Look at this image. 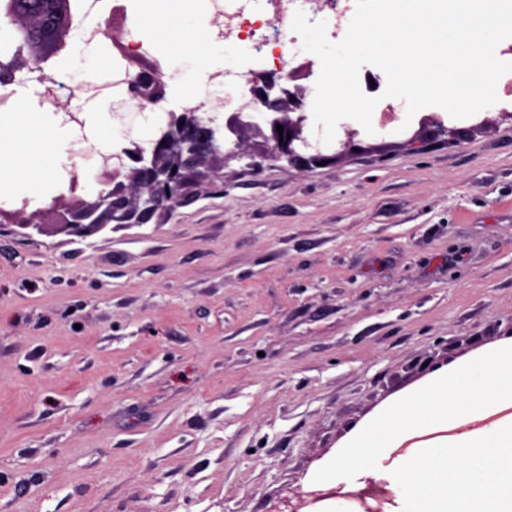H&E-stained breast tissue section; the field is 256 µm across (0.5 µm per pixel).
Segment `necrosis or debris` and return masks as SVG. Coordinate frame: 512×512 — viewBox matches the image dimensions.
Here are the masks:
<instances>
[{"label": "necrosis or debris", "instance_id": "1", "mask_svg": "<svg viewBox=\"0 0 512 512\" xmlns=\"http://www.w3.org/2000/svg\"><path fill=\"white\" fill-rule=\"evenodd\" d=\"M212 36L222 39L225 30L237 32L236 63L233 67L207 75L210 83L234 90L233 99L216 106L209 98L199 97L197 110L202 121L211 127L219 123L222 109L235 111L246 118H262L264 107L251 93L255 77L271 76L278 81L289 80L294 68L286 47L298 39L291 29L295 11H303L309 22H325L329 40H336L356 11V0H210ZM34 86L44 99L65 94L77 99L86 92L88 80H75L65 71L48 72L42 65L15 75L13 81L0 83V106L17 98L21 89Z\"/></svg>", "mask_w": 512, "mask_h": 512}]
</instances>
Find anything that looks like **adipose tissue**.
<instances>
[{"instance_id": "1", "label": "adipose tissue", "mask_w": 512, "mask_h": 512, "mask_svg": "<svg viewBox=\"0 0 512 512\" xmlns=\"http://www.w3.org/2000/svg\"><path fill=\"white\" fill-rule=\"evenodd\" d=\"M144 37L162 42L169 51V77L185 86L191 97H226L223 85L206 82L207 73L234 65V45L214 44L209 0H138ZM104 142L148 138L152 114L133 110L117 116L95 113ZM72 127L59 115L45 111L36 91L22 92L12 112L0 117V158L8 176H0V193L43 195L52 172L70 168Z\"/></svg>"}]
</instances>
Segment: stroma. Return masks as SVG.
<instances>
[{
  "label": "stroma",
  "mask_w": 512,
  "mask_h": 512,
  "mask_svg": "<svg viewBox=\"0 0 512 512\" xmlns=\"http://www.w3.org/2000/svg\"><path fill=\"white\" fill-rule=\"evenodd\" d=\"M81 99L73 152L102 145ZM341 120L323 165L237 156L86 239L0 232V512H360L315 482L399 398L512 342V102ZM224 180L223 193L212 189Z\"/></svg>",
  "instance_id": "1"
}]
</instances>
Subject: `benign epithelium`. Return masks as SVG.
I'll list each match as a JSON object with an SVG mask.
<instances>
[{
    "mask_svg": "<svg viewBox=\"0 0 512 512\" xmlns=\"http://www.w3.org/2000/svg\"><path fill=\"white\" fill-rule=\"evenodd\" d=\"M47 0H14L6 19L7 28L34 46L48 41L41 52H28L15 56L11 62L0 68V80L7 81L12 75L36 62H45L55 56L66 45L68 30L54 24ZM256 97L261 99L276 116L269 121L270 140L267 158L289 161L296 160L298 144L306 143L302 136L304 116L296 120H283L277 114L283 108L298 109L302 103L296 98L287 99L277 95L273 84L254 85ZM130 96L135 100L143 98L158 102L164 98L165 83L161 77L143 69L129 85ZM283 127L278 133L277 126ZM224 145L214 129L202 124L196 108L183 109L172 115L168 128L156 139L152 149L145 155L126 150V162L112 166V156L103 157L99 183L102 190L97 199L89 203L77 200L72 208L58 215L56 227L75 237L86 238L101 231L108 223L141 224L158 210H170L180 203L184 186V171L202 158L219 154ZM131 182V191H126L124 180ZM46 209H37L30 214L24 210H0V224H15L39 232L46 230L42 218ZM357 498L372 499L376 507L365 508V512H383V505L394 498V490L386 482L369 483L359 492Z\"/></svg>",
    "mask_w": 512,
    "mask_h": 512,
    "instance_id": "1",
    "label": "benign epithelium"
}]
</instances>
